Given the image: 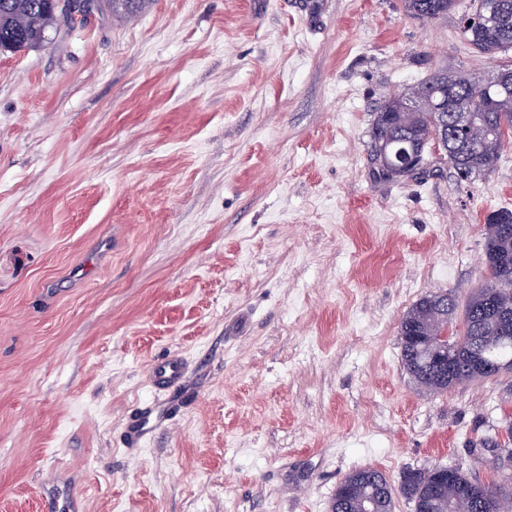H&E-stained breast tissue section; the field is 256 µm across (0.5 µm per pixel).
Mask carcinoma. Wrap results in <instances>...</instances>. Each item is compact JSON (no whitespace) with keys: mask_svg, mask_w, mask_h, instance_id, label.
Listing matches in <instances>:
<instances>
[{"mask_svg":"<svg viewBox=\"0 0 512 512\" xmlns=\"http://www.w3.org/2000/svg\"><path fill=\"white\" fill-rule=\"evenodd\" d=\"M461 5L470 13L467 24L458 32L464 43L489 56L512 49V0H404L406 11L423 22L443 18ZM33 12L41 13L44 32L57 27L58 15L49 0H0L1 51L42 45L41 36L27 27V17ZM499 72L503 74L502 81L489 85L482 94L479 88L486 79L448 72H438L409 90L390 94L376 112L371 129L373 161L381 175L388 179L403 177L378 155L381 142H386L390 151L401 144L412 147L422 155L423 167L428 168L432 166L429 149L436 138L443 131L454 133L459 114L474 109L478 111L477 124L467 134L471 144L463 157L448 156V163L460 178L469 179L498 161L504 139L512 138V68L506 65ZM508 224L512 225L509 209L499 210L487 219L484 252L489 280L472 294L465 310L458 311L455 298L445 293L436 303L421 298L403 316L399 332L424 337L418 347L401 350L406 370L423 387L439 390L438 382L421 378L418 373L423 350L434 345L450 324L458 326L453 342L457 374L448 387L494 378V370L483 375L470 371L474 355L483 357L490 366L512 362V331L502 332L483 299L487 289L512 295V264L505 262L512 258ZM488 452L481 464L491 470L494 480L484 483L453 468L454 475L443 491L444 505L433 512H512V450L506 451L495 443ZM363 473V469L355 471L341 482L347 495L339 503L338 512H362L366 494L358 483ZM374 474L378 477V491L373 512H394L398 493L414 504V512H420V490L431 481L430 469L407 471L397 491L389 488L383 473L376 470Z\"/></svg>","mask_w":512,"mask_h":512,"instance_id":"1","label":"carcinoma"}]
</instances>
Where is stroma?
<instances>
[{
  "instance_id": "stroma-1",
  "label": "stroma",
  "mask_w": 512,
  "mask_h": 512,
  "mask_svg": "<svg viewBox=\"0 0 512 512\" xmlns=\"http://www.w3.org/2000/svg\"><path fill=\"white\" fill-rule=\"evenodd\" d=\"M403 0H96L0 53V512H330L372 468L504 441L512 373L435 394L400 321L485 282L512 142L471 180L380 179L392 91L498 59ZM177 355L173 396L149 365ZM172 398L137 448L138 407Z\"/></svg>"
}]
</instances>
